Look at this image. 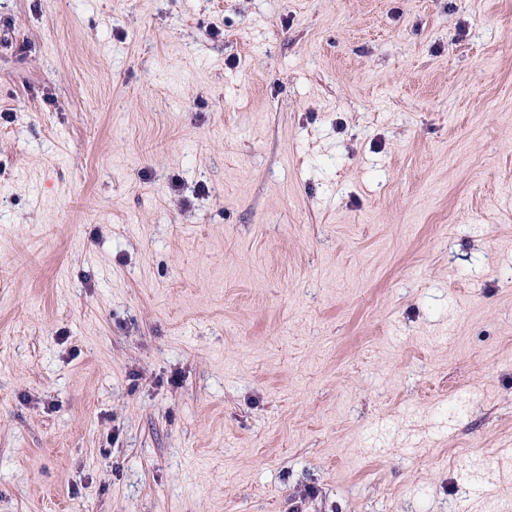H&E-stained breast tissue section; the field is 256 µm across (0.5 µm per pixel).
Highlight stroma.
I'll return each mask as SVG.
<instances>
[{
	"mask_svg": "<svg viewBox=\"0 0 512 512\" xmlns=\"http://www.w3.org/2000/svg\"><path fill=\"white\" fill-rule=\"evenodd\" d=\"M512 0H0V512H512Z\"/></svg>",
	"mask_w": 512,
	"mask_h": 512,
	"instance_id": "35a3bbf8",
	"label": "stroma"
}]
</instances>
